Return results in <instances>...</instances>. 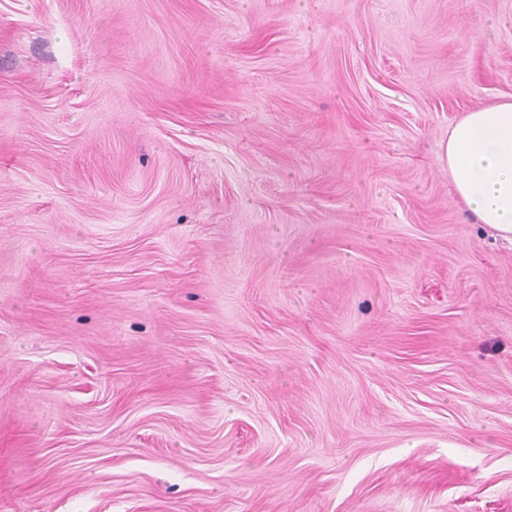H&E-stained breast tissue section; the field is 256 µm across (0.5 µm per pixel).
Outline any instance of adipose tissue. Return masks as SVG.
Segmentation results:
<instances>
[{
    "label": "adipose tissue",
    "instance_id": "1",
    "mask_svg": "<svg viewBox=\"0 0 512 512\" xmlns=\"http://www.w3.org/2000/svg\"><path fill=\"white\" fill-rule=\"evenodd\" d=\"M445 156L476 222L512 243V100L465 113L448 130Z\"/></svg>",
    "mask_w": 512,
    "mask_h": 512
}]
</instances>
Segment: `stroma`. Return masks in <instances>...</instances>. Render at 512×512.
<instances>
[{
    "mask_svg": "<svg viewBox=\"0 0 512 512\" xmlns=\"http://www.w3.org/2000/svg\"><path fill=\"white\" fill-rule=\"evenodd\" d=\"M507 98L512 0H0V512H512ZM445 156L476 223L512 243V100L466 112L448 129Z\"/></svg>",
    "mask_w": 512,
    "mask_h": 512,
    "instance_id": "35a3bbf8",
    "label": "stroma"
}]
</instances>
